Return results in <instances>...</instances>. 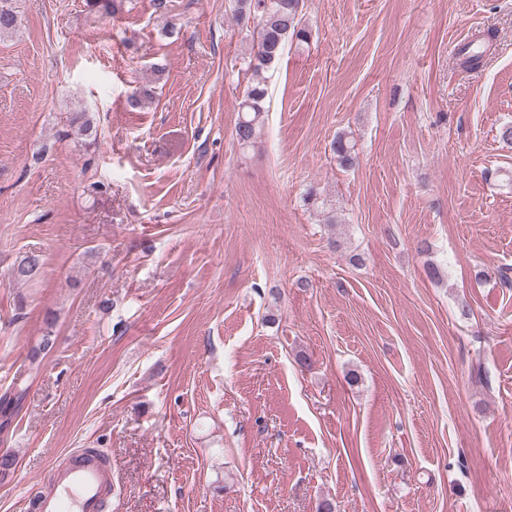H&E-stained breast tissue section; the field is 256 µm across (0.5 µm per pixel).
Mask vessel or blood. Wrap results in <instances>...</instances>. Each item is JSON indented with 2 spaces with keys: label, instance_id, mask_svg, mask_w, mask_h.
I'll use <instances>...</instances> for the list:
<instances>
[{
  "label": "vessel or blood",
  "instance_id": "1",
  "mask_svg": "<svg viewBox=\"0 0 512 512\" xmlns=\"http://www.w3.org/2000/svg\"><path fill=\"white\" fill-rule=\"evenodd\" d=\"M112 496V471L91 449L72 451L56 465L45 490L38 493L36 512H101Z\"/></svg>",
  "mask_w": 512,
  "mask_h": 512
}]
</instances>
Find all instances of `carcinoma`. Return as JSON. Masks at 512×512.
<instances>
[{
    "instance_id": "carcinoma-1",
    "label": "carcinoma",
    "mask_w": 512,
    "mask_h": 512,
    "mask_svg": "<svg viewBox=\"0 0 512 512\" xmlns=\"http://www.w3.org/2000/svg\"><path fill=\"white\" fill-rule=\"evenodd\" d=\"M233 15L241 24L253 23L244 57L246 70L252 73V81L239 104L240 117L235 127L238 143L249 147L260 135L266 112L268 89L265 73L278 66L288 43H309L311 31L303 20V0H235ZM17 26L18 18L11 0H0V36L13 32ZM482 58L481 52L471 51L467 46L459 53L460 65L466 69L478 68ZM69 123L89 143H95L97 131L87 112L72 113ZM333 154L336 165L343 170L352 169L357 164L355 145L343 133L336 135ZM42 265L41 256L26 254L13 264L10 277L17 283H31L37 280Z\"/></svg>"
}]
</instances>
